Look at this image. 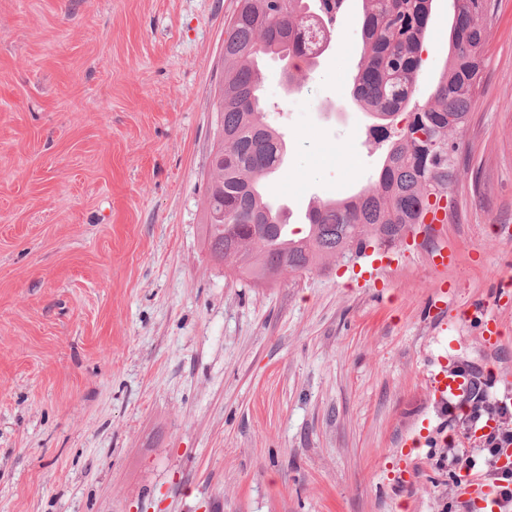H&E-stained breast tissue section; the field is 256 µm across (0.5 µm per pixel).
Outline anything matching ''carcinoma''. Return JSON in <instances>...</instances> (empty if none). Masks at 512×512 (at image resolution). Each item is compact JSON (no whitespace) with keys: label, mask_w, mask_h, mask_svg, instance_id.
Instances as JSON below:
<instances>
[{"label":"carcinoma","mask_w":512,"mask_h":512,"mask_svg":"<svg viewBox=\"0 0 512 512\" xmlns=\"http://www.w3.org/2000/svg\"><path fill=\"white\" fill-rule=\"evenodd\" d=\"M433 0H361L363 54L352 103L385 145L378 179L342 199L318 201L300 236L281 230L285 209L272 183L286 156L282 134L264 122L259 59L289 62L288 91L315 65L345 0H236L225 22L224 99L216 102V162L208 183L203 242L233 275L268 282L375 242L392 246L424 223L457 182L459 143L483 79L492 0H454L448 60L431 95L415 100Z\"/></svg>","instance_id":"1"}]
</instances>
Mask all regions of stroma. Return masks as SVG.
I'll return each instance as SVG.
<instances>
[{"label": "stroma", "mask_w": 512, "mask_h": 512, "mask_svg": "<svg viewBox=\"0 0 512 512\" xmlns=\"http://www.w3.org/2000/svg\"><path fill=\"white\" fill-rule=\"evenodd\" d=\"M493 3L447 223L256 286L202 238L235 0H0V512H473L454 455L485 474L483 437L431 381L512 395V0ZM358 14L301 91L261 63L273 189L301 213L377 177L348 95ZM452 15L433 0L418 100ZM432 391L436 398L446 399L448 396H458L468 389L467 380L461 376H439L435 374L432 379Z\"/></svg>", "instance_id": "stroma-1"}]
</instances>
